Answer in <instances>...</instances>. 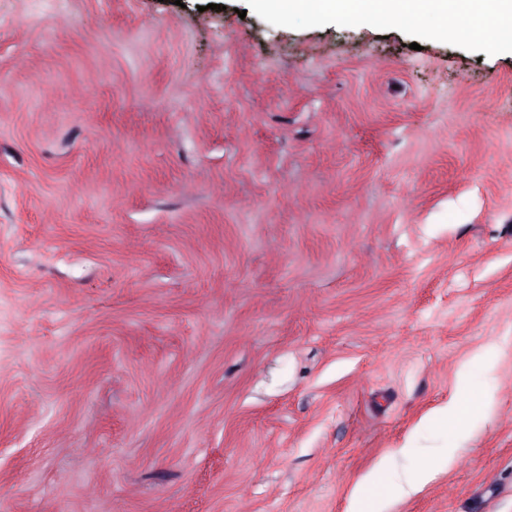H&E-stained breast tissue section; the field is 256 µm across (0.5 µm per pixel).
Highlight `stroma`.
<instances>
[{
	"mask_svg": "<svg viewBox=\"0 0 512 512\" xmlns=\"http://www.w3.org/2000/svg\"><path fill=\"white\" fill-rule=\"evenodd\" d=\"M471 394L384 512H512L511 49L0 0V512H346ZM469 418L470 415L463 413L455 402L450 400L448 405L436 408L425 415L420 424L425 426L434 423L446 432L449 439L455 440L465 433ZM390 466L389 458L382 459L372 472L355 484L350 494L349 512H381L388 487H393L400 495H412L422 489L436 470L434 458H428L416 475L392 484L387 477Z\"/></svg>",
	"mask_w": 512,
	"mask_h": 512,
	"instance_id": "35a3bbf8",
	"label": "stroma"
}]
</instances>
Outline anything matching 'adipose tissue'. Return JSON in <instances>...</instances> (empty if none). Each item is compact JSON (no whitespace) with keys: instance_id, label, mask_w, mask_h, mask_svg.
I'll return each instance as SVG.
<instances>
[{"instance_id":"ef3b65f1","label":"adipose tissue","mask_w":512,"mask_h":512,"mask_svg":"<svg viewBox=\"0 0 512 512\" xmlns=\"http://www.w3.org/2000/svg\"><path fill=\"white\" fill-rule=\"evenodd\" d=\"M257 8L280 14L305 11L311 18L332 17L343 22L398 19L411 23L429 19L443 34L468 37L471 25L495 19L493 39L512 48V0H254ZM389 459L363 476L350 494L349 512H381L388 490L407 496L422 489L436 470L434 459H426L418 473L397 483H390Z\"/></svg>"}]
</instances>
